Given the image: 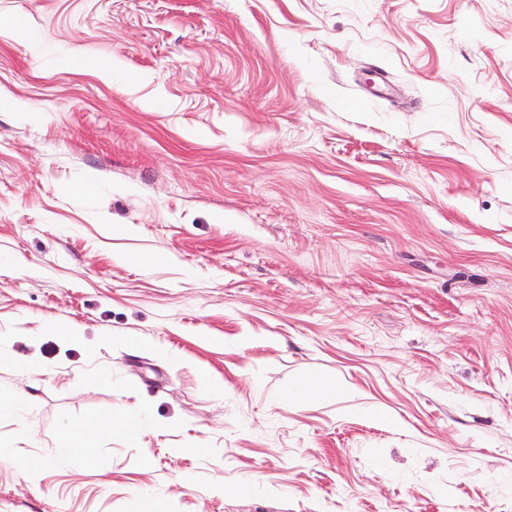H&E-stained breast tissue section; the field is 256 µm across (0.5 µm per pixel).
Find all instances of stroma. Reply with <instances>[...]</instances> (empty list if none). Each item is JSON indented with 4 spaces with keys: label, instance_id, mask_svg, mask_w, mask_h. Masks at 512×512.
I'll return each instance as SVG.
<instances>
[{
    "label": "stroma",
    "instance_id": "1",
    "mask_svg": "<svg viewBox=\"0 0 512 512\" xmlns=\"http://www.w3.org/2000/svg\"><path fill=\"white\" fill-rule=\"evenodd\" d=\"M0 351V512H512V0H0ZM336 396V383L322 375L311 374L291 393L295 402H307ZM102 429L112 430V413L94 428L67 427L59 439V448H63L65 452L76 459H79V456H86L90 453V449L94 448L97 430Z\"/></svg>",
    "mask_w": 512,
    "mask_h": 512
}]
</instances>
